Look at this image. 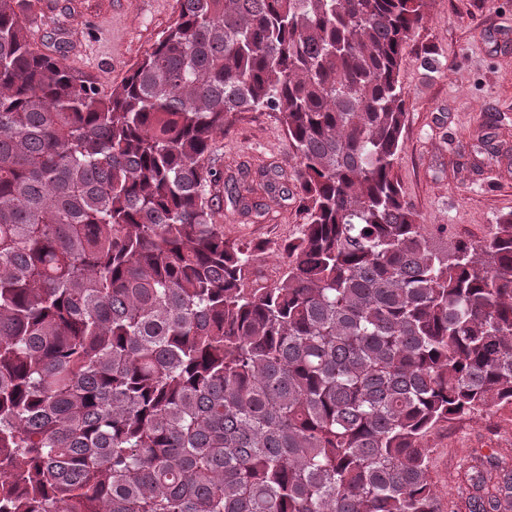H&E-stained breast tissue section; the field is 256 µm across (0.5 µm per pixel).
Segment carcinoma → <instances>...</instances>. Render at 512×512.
<instances>
[{"mask_svg":"<svg viewBox=\"0 0 512 512\" xmlns=\"http://www.w3.org/2000/svg\"><path fill=\"white\" fill-rule=\"evenodd\" d=\"M37 5L0 0V512H442L422 439L512 409V212L445 251L401 193L425 0H175L109 93ZM261 109L304 218L272 281L211 193ZM460 475L448 512H512L497 453Z\"/></svg>","mask_w":512,"mask_h":512,"instance_id":"obj_1","label":"carcinoma"}]
</instances>
